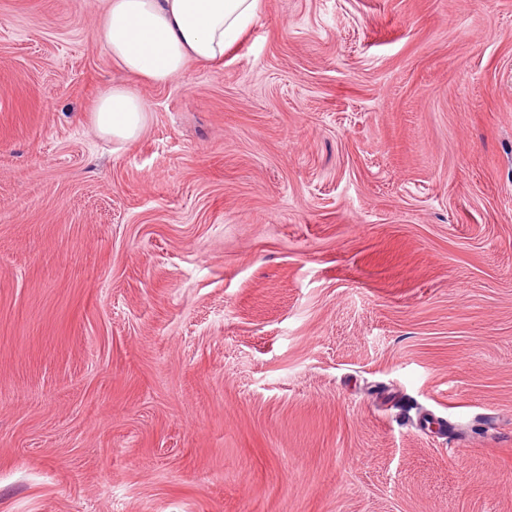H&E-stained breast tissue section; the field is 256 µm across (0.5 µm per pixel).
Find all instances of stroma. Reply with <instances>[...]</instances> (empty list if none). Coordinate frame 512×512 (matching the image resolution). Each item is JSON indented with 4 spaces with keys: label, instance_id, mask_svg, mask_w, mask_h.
Returning <instances> with one entry per match:
<instances>
[{
    "label": "stroma",
    "instance_id": "obj_1",
    "mask_svg": "<svg viewBox=\"0 0 512 512\" xmlns=\"http://www.w3.org/2000/svg\"><path fill=\"white\" fill-rule=\"evenodd\" d=\"M101 0H0V512H512V0H260L133 143ZM93 112L100 136L131 143L142 131L149 108L133 87L112 85L99 97Z\"/></svg>",
    "mask_w": 512,
    "mask_h": 512
}]
</instances>
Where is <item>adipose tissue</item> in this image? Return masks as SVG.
<instances>
[{"instance_id": "1", "label": "adipose tissue", "mask_w": 512, "mask_h": 512, "mask_svg": "<svg viewBox=\"0 0 512 512\" xmlns=\"http://www.w3.org/2000/svg\"><path fill=\"white\" fill-rule=\"evenodd\" d=\"M259 0H107L95 37L127 74L156 84L180 76L190 62L220 63L257 13ZM148 106L131 86L114 85L94 109L97 133L136 140Z\"/></svg>"}]
</instances>
